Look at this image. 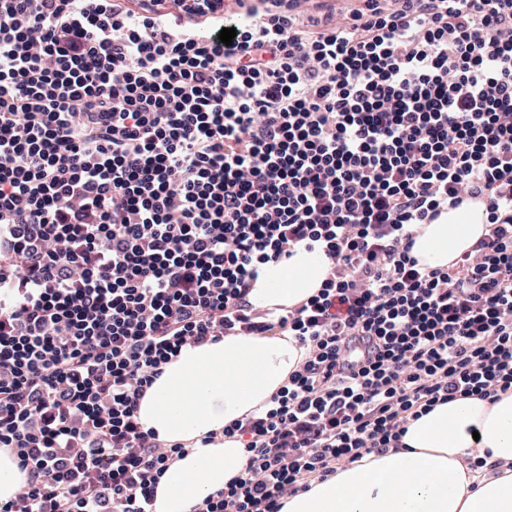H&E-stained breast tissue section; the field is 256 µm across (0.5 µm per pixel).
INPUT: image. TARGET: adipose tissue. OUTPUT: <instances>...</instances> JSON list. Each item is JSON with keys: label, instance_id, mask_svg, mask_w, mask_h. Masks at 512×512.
<instances>
[{"label": "adipose tissue", "instance_id": "1", "mask_svg": "<svg viewBox=\"0 0 512 512\" xmlns=\"http://www.w3.org/2000/svg\"><path fill=\"white\" fill-rule=\"evenodd\" d=\"M483 206L468 203L433 224L415 225L412 253L421 264L447 267L485 230ZM328 272L317 250L295 247L265 266L249 300L276 313L315 294ZM306 356L289 336L232 335L184 347L141 399L144 430L158 441L188 443L157 488L155 512H190L192 505L244 476L246 453L208 433L265 410ZM481 456V469L469 466ZM281 512H512V391L496 400L460 398L409 421L400 448L366 455L326 480L288 497Z\"/></svg>", "mask_w": 512, "mask_h": 512}]
</instances>
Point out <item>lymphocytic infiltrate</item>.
I'll return each mask as SVG.
<instances>
[{"instance_id": "f902f5d3", "label": "lymphocytic infiltrate", "mask_w": 512, "mask_h": 512, "mask_svg": "<svg viewBox=\"0 0 512 512\" xmlns=\"http://www.w3.org/2000/svg\"><path fill=\"white\" fill-rule=\"evenodd\" d=\"M164 2L0 0V449L27 475L0 512H153L187 450L139 402L228 335L307 354L204 437L242 442L247 475L190 512H281L436 406L512 390V0ZM468 200L485 233L421 265L414 225ZM300 244L329 264L316 294L255 308Z\"/></svg>"}]
</instances>
